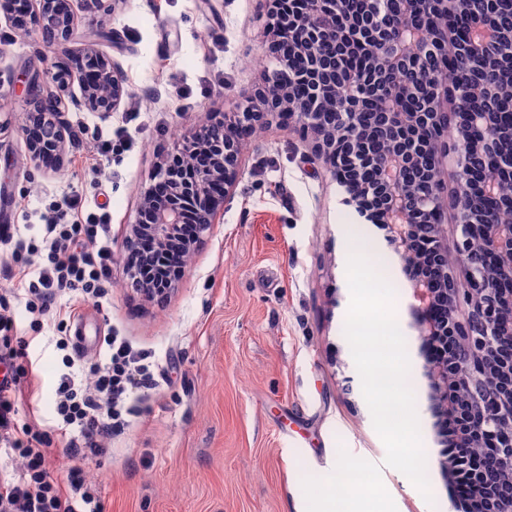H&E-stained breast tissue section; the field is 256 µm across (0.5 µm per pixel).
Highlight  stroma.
<instances>
[{
	"label": "stroma",
	"instance_id": "stroma-1",
	"mask_svg": "<svg viewBox=\"0 0 512 512\" xmlns=\"http://www.w3.org/2000/svg\"><path fill=\"white\" fill-rule=\"evenodd\" d=\"M92 17L98 46L124 71L129 96L104 119L77 108L71 83L62 115L59 171L31 168L17 96L40 35L20 36L0 15V225L40 237L57 209L78 200L66 222L105 215L111 226L112 288L99 304L78 293L88 332L117 331L154 355L156 388L134 394L124 433L83 467L102 512H307L301 481L324 478L340 451L382 468L397 512H455L441 473L427 385L413 369L430 497L386 467L384 445L362 394L344 325L350 305V237L374 247L376 270L395 293L407 349H418L414 299L398 257L331 177L312 142L266 125L242 158L243 175L224 211L165 299L131 287L122 240L135 223L164 154L211 121L241 111L278 63L257 0H73ZM114 151L101 152L103 141ZM14 333L28 344L20 372L37 378L18 402V421L46 436L52 473L65 480L66 441L56 429L54 392L63 369L60 337L72 320L37 317L13 304Z\"/></svg>",
	"mask_w": 512,
	"mask_h": 512
}]
</instances>
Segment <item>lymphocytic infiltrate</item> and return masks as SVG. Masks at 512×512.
<instances>
[{
  "label": "lymphocytic infiltrate",
  "mask_w": 512,
  "mask_h": 512,
  "mask_svg": "<svg viewBox=\"0 0 512 512\" xmlns=\"http://www.w3.org/2000/svg\"><path fill=\"white\" fill-rule=\"evenodd\" d=\"M107 230L100 220L62 224L54 219L35 241L13 238L10 225H0V242H13L14 266L29 279L25 295L31 313L46 314L73 291L94 303L107 296L112 253L97 243ZM12 327L11 304L0 300V447L20 463L19 474L0 471V512H101L98 493L80 463L101 454L105 439L124 431L131 392L154 388L158 365L151 353L133 350L116 334L101 340L106 353L102 363L76 351L72 337L58 339L66 355L54 403L57 429L67 440L71 461L60 482L49 470L42 433L16 421L22 388L13 366L19 350L12 344Z\"/></svg>",
  "instance_id": "lymphocytic-infiltrate-1"
}]
</instances>
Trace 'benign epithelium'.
<instances>
[{"label":"benign epithelium","mask_w":512,"mask_h":512,"mask_svg":"<svg viewBox=\"0 0 512 512\" xmlns=\"http://www.w3.org/2000/svg\"><path fill=\"white\" fill-rule=\"evenodd\" d=\"M321 3L322 0H288V15L281 22L271 9V0H258L282 70H288V53L279 51L280 32L285 26L288 41L314 62L307 98L298 101L282 96L275 78L254 105L235 113L230 121L211 122L201 135L182 144L176 154L184 159L198 157L203 151L209 159L204 165L192 167L177 166L169 160L152 175L138 219L127 226L124 248L130 254L140 241H151L152 260L158 269L166 268L174 250L193 253L224 210V201L241 177V130L265 124L269 116L297 128L312 138L326 156L333 178L346 187L348 202L386 231L387 243L399 256L415 300L413 311L424 357L423 376L437 421L458 406L456 395L468 391L463 409L465 429L440 437V445L462 448L463 439L470 435L501 459L512 461V349L505 352L498 347L501 337L512 336V289L503 287V282L512 281V224L474 219L469 207L470 191L454 188L453 252L463 264L462 275L448 264L442 191L433 185L417 192L409 188L412 171L424 153L435 168L445 159L454 172L469 166L470 154L448 149V107L442 102L445 94H432L429 112H404L395 105L388 106L386 116L391 122L387 133L398 147L388 156H373L368 152L367 139L356 126L357 108L371 78L352 73L344 112L340 113L345 132L340 136L334 133L327 116L336 110V102L326 99L323 92L333 64L322 59L320 49L336 37V31L309 26V11L304 8L306 4ZM12 5L13 0H0V13L15 28L45 37L47 52L40 55V62L50 56L55 58L50 65L32 73L26 89V105L36 110L35 116L47 121L46 139L40 143L27 140L31 160L41 169L53 170L61 165L64 155L62 96L70 83L76 79L81 86L82 95L75 106L108 118L120 110L128 96L126 79L119 65L93 45L74 48L77 20L72 0H39L38 6L22 17L14 14ZM375 26L384 36V62L396 72L408 63V40L419 41L423 46V55L414 61L416 66L424 64L425 55L434 52V45L448 41L446 32L433 36L415 28L406 11L395 23L379 20ZM102 86L109 87L111 94L101 95ZM472 118L489 131L484 151L491 157L486 187L492 191L500 172L512 171V146L505 148L498 142L489 114L477 112ZM367 167L378 171L375 182L352 181ZM188 222L196 224L198 232L192 239L175 245L176 232ZM475 239L482 242L481 254L472 251ZM463 473L470 494L457 498L458 512H502L501 507L492 506L490 495L486 494L490 478L483 474L480 462H465Z\"/></svg>","instance_id":"1"}]
</instances>
